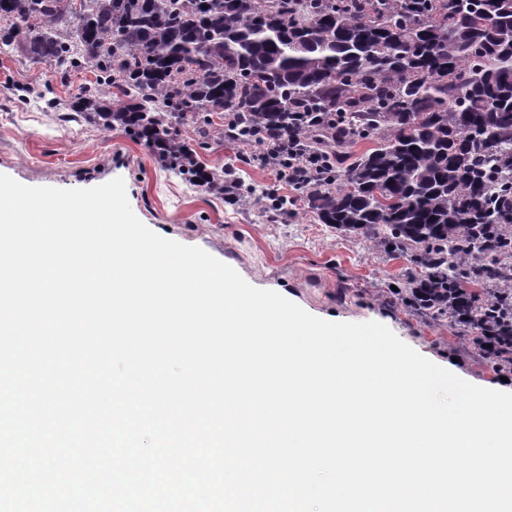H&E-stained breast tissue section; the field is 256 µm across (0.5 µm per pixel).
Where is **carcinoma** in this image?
<instances>
[{
    "label": "carcinoma",
    "mask_w": 512,
    "mask_h": 512,
    "mask_svg": "<svg viewBox=\"0 0 512 512\" xmlns=\"http://www.w3.org/2000/svg\"><path fill=\"white\" fill-rule=\"evenodd\" d=\"M0 45L91 74L69 110L189 182L216 130L323 159L373 143L312 169L308 210L409 257L413 310L512 313V0H0Z\"/></svg>",
    "instance_id": "1"
}]
</instances>
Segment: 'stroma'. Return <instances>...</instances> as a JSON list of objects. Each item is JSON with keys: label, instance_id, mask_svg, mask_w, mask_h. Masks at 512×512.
<instances>
[{"label": "stroma", "instance_id": "stroma-1", "mask_svg": "<svg viewBox=\"0 0 512 512\" xmlns=\"http://www.w3.org/2000/svg\"><path fill=\"white\" fill-rule=\"evenodd\" d=\"M50 77L48 65L14 53L0 57V174L62 189L122 178L132 211L158 235L202 248L251 285L276 291L313 316L382 323L430 361L451 365L476 385L496 384L494 371L447 316L422 315L397 300L406 258L318 223L298 189L261 160L236 163V149L223 140L211 141L198 161L217 172L233 166L246 191L235 201L185 183L121 128L108 131L66 116L86 75L56 85V106L35 98L18 104L26 88Z\"/></svg>", "mask_w": 512, "mask_h": 512}]
</instances>
